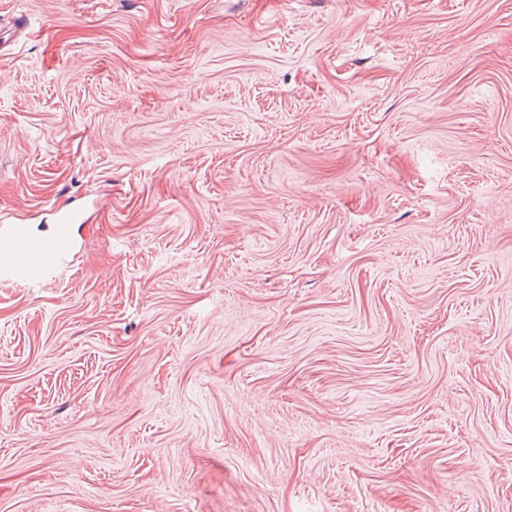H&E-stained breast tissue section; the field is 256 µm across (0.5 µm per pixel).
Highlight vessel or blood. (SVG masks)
I'll use <instances>...</instances> for the list:
<instances>
[{"label": "vessel or blood", "mask_w": 512, "mask_h": 512, "mask_svg": "<svg viewBox=\"0 0 512 512\" xmlns=\"http://www.w3.org/2000/svg\"><path fill=\"white\" fill-rule=\"evenodd\" d=\"M73 220V215H61L56 235L48 242L32 237L25 225L5 227V234L22 242L24 248L12 256L0 259V279L38 280L54 267L64 264L72 250L68 226Z\"/></svg>", "instance_id": "b4317fda"}]
</instances>
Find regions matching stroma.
Listing matches in <instances>:
<instances>
[{"instance_id": "stroma-1", "label": "stroma", "mask_w": 512, "mask_h": 512, "mask_svg": "<svg viewBox=\"0 0 512 512\" xmlns=\"http://www.w3.org/2000/svg\"><path fill=\"white\" fill-rule=\"evenodd\" d=\"M0 512H512V0H0ZM75 219L74 214H64L58 218L59 224L55 238V229L49 236L36 235L41 239H53L49 242L34 238L31 232L23 224H13L3 229L9 237L24 244L23 250L16 253L20 244H14L9 237L0 235V256L13 254L4 257L0 261L1 280H39L43 278L54 267L64 264L70 256L72 244L69 239L67 224ZM33 235V236H34Z\"/></svg>"}]
</instances>
